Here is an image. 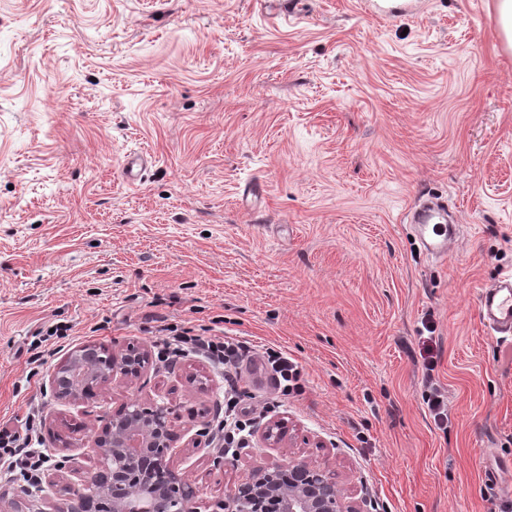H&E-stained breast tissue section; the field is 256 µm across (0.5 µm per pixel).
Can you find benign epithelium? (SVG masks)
Instances as JSON below:
<instances>
[{"instance_id":"7a95c632","label":"benign epithelium","mask_w":512,"mask_h":512,"mask_svg":"<svg viewBox=\"0 0 512 512\" xmlns=\"http://www.w3.org/2000/svg\"><path fill=\"white\" fill-rule=\"evenodd\" d=\"M96 363L101 381L120 375L137 377L148 362L142 346L129 343L117 356L97 347L85 358L73 355L50 378L59 397L79 400L83 390L64 388L60 372L72 363ZM174 410L165 405L132 402L113 416L98 437L90 460L91 480L82 491L60 487L49 500L45 487L20 488L9 501V512H197V490L173 469L176 434ZM211 512H360L344 497L336 474L326 465L301 456L281 463H258L224 494Z\"/></svg>"}]
</instances>
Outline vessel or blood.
Returning <instances> with one entry per match:
<instances>
[{
  "label": "vessel or blood",
  "instance_id": "b4317fda",
  "mask_svg": "<svg viewBox=\"0 0 512 512\" xmlns=\"http://www.w3.org/2000/svg\"><path fill=\"white\" fill-rule=\"evenodd\" d=\"M408 219L419 250L428 258L444 261L455 240L458 226L448 217V205L435 197L419 199ZM479 309L485 325L500 338L512 336V274L498 278L481 290Z\"/></svg>",
  "mask_w": 512,
  "mask_h": 512
}]
</instances>
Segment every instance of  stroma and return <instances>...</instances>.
I'll return each instance as SVG.
<instances>
[{"mask_svg": "<svg viewBox=\"0 0 512 512\" xmlns=\"http://www.w3.org/2000/svg\"><path fill=\"white\" fill-rule=\"evenodd\" d=\"M0 0V421L42 410V479L72 488L106 415L171 404L174 466L203 500L259 462L328 463L363 512H502L512 490V344L479 293L512 271V53L494 0ZM142 151L141 183L122 163ZM265 198L242 197L252 181ZM459 223L447 262L405 221L425 193ZM436 331L448 431L423 402ZM69 326L42 345L36 330ZM176 324L279 346L304 368L280 447L219 465L224 379L202 358L57 398L79 347L160 343ZM50 329H53V332H50ZM70 330L69 326L67 325H51L48 326L46 329L39 330L34 336H40L42 338H39L38 341H33L30 344L29 351L32 352L31 356L29 357V364H36V367L31 368L30 373L31 376H35L39 373V367L42 364V351H38V349L41 347L42 342H46L50 340L51 338L55 339H65L69 336L67 333Z\"/></svg>", "mask_w": 512, "mask_h": 512, "instance_id": "stroma-1", "label": "stroma"}]
</instances>
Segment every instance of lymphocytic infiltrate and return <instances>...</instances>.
<instances>
[{"label": "lymphocytic infiltrate", "mask_w": 512, "mask_h": 512, "mask_svg": "<svg viewBox=\"0 0 512 512\" xmlns=\"http://www.w3.org/2000/svg\"><path fill=\"white\" fill-rule=\"evenodd\" d=\"M419 341L424 352L423 372L428 379V391L423 400L438 428L448 426V404L441 388L433 383L435 369L432 320L422 324ZM194 354L206 359L214 369L224 374V408L219 411L212 428L217 445L230 450L249 436L256 419L252 407L244 405L238 390V367L241 362L258 358L270 370L276 389L275 398L266 400L264 410L280 405L283 399L301 394L304 390V373L299 363L286 351L272 347L257 351L249 342L235 336H203L189 328L168 327L162 338L157 357L163 362H174ZM41 424L37 411H29L22 430L9 426L0 427V465L8 473L22 477L29 485H38L48 461V455L39 447L38 430Z\"/></svg>", "instance_id": "1"}]
</instances>
